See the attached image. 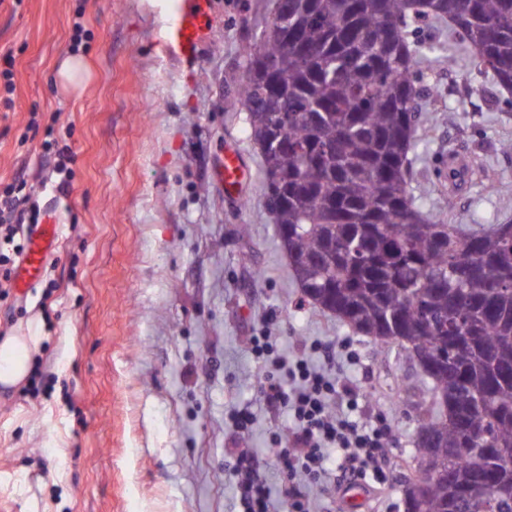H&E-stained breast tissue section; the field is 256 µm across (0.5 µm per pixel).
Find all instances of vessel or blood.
I'll return each mask as SVG.
<instances>
[{
  "instance_id": "obj_1",
  "label": "vessel or blood",
  "mask_w": 512,
  "mask_h": 512,
  "mask_svg": "<svg viewBox=\"0 0 512 512\" xmlns=\"http://www.w3.org/2000/svg\"><path fill=\"white\" fill-rule=\"evenodd\" d=\"M207 33L202 13L182 15L170 32V38L185 54H193ZM59 208H50L28 238V247L16 270L14 286L18 293H26L42 276L47 264L56 256L60 246Z\"/></svg>"
}]
</instances>
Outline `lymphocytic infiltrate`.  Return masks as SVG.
Here are the masks:
<instances>
[{"label": "lymphocytic infiltrate", "instance_id": "lymphocytic-infiltrate-1", "mask_svg": "<svg viewBox=\"0 0 512 512\" xmlns=\"http://www.w3.org/2000/svg\"><path fill=\"white\" fill-rule=\"evenodd\" d=\"M39 208L32 202L26 181L0 193V244H12L21 224L38 223ZM251 350L266 371L259 395L270 411L288 409L294 426L287 438H274L281 467L280 492H273L253 449L240 447L252 430L249 408L231 417L234 445L225 449L237 487L238 512H276L275 494H282L288 512H312L306 482L331 480L334 488L366 478L386 482L389 464L384 452L392 438L385 420L362 421L357 384L340 381L332 373L333 351L321 348V365L307 358L279 356L277 341L268 332L251 337Z\"/></svg>", "mask_w": 512, "mask_h": 512}]
</instances>
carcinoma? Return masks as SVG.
<instances>
[{
	"label": "carcinoma",
	"instance_id": "obj_1",
	"mask_svg": "<svg viewBox=\"0 0 512 512\" xmlns=\"http://www.w3.org/2000/svg\"><path fill=\"white\" fill-rule=\"evenodd\" d=\"M421 21L512 91V0H288L239 88L268 212L288 229L293 279L315 307L396 343L428 378L405 483L410 512H512V223L449 224L408 185L427 47Z\"/></svg>",
	"mask_w": 512,
	"mask_h": 512
}]
</instances>
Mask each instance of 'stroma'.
Instances as JSON below:
<instances>
[{
    "label": "stroma",
    "instance_id": "stroma-1",
    "mask_svg": "<svg viewBox=\"0 0 512 512\" xmlns=\"http://www.w3.org/2000/svg\"><path fill=\"white\" fill-rule=\"evenodd\" d=\"M273 5L207 0L210 34L189 57L163 40L195 0H0L15 83L11 105L0 102V190L22 177L41 207L63 210L55 259L26 297L0 299L1 337L36 320L44 336L28 378L0 388L7 512H233L225 420L243 405L254 415L246 444L279 483L270 440L291 418L259 397L249 338L264 329L286 356L334 347L337 377L361 379L367 418L393 428L387 482L362 506L313 488L314 512H404L422 370L305 300L264 207L238 89ZM417 36L437 51L424 65L412 196L452 224L512 219V153L501 149L512 107H492L495 88L464 57L449 61L437 30ZM72 53L89 77L65 91L57 63ZM52 116L72 131L64 184L42 147ZM229 150L243 168L234 196L218 184ZM452 154L479 159L485 176L449 188Z\"/></svg>",
    "mask_w": 512,
    "mask_h": 512
}]
</instances>
